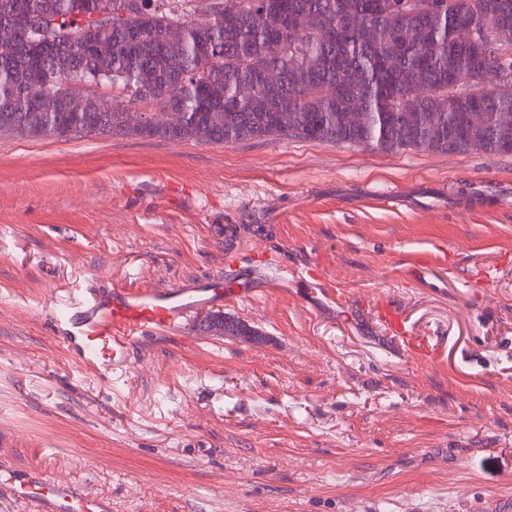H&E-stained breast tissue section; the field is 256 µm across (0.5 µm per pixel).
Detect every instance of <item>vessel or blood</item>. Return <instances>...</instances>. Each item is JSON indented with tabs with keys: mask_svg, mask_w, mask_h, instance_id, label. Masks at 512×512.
I'll use <instances>...</instances> for the list:
<instances>
[{
	"mask_svg": "<svg viewBox=\"0 0 512 512\" xmlns=\"http://www.w3.org/2000/svg\"><path fill=\"white\" fill-rule=\"evenodd\" d=\"M288 281L287 270L270 274L246 265L236 271V289L226 288L224 278H208L159 286L148 282L136 288L115 286L89 292L76 299L75 288L53 300L54 324L61 341L74 353L78 364L102 380L128 367L130 352L140 340L158 332H175L220 311L237 297L266 298ZM377 321L406 351L422 355L425 337L414 335L403 312L388 303L377 305ZM0 492L24 504L27 512H112V502L63 481H49L0 460Z\"/></svg>",
	"mask_w": 512,
	"mask_h": 512,
	"instance_id": "vessel-or-blood-1",
	"label": "vessel or blood"
}]
</instances>
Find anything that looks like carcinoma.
Masks as SVG:
<instances>
[{"instance_id": "obj_1", "label": "carcinoma", "mask_w": 512, "mask_h": 512, "mask_svg": "<svg viewBox=\"0 0 512 512\" xmlns=\"http://www.w3.org/2000/svg\"><path fill=\"white\" fill-rule=\"evenodd\" d=\"M120 0H0V136L72 139L138 136L200 145L304 139L380 151L512 153V56L470 36L465 18L482 7L512 23V0H431L416 15L406 0H286V13L262 12L255 0H224V13L183 22L181 35L157 40L171 13L133 0V13L101 25L95 12ZM321 18L333 34L288 35V19ZM472 78L483 125L467 119L470 101L448 91ZM110 85L69 112V93ZM176 125L152 126L151 108L168 102ZM290 114L288 131L278 125ZM359 113L353 123L348 115ZM204 332L261 333L215 313Z\"/></svg>"}]
</instances>
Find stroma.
I'll use <instances>...</instances> for the list:
<instances>
[{"label":"stroma","instance_id":"obj_1","mask_svg":"<svg viewBox=\"0 0 512 512\" xmlns=\"http://www.w3.org/2000/svg\"><path fill=\"white\" fill-rule=\"evenodd\" d=\"M387 188L400 203L375 202ZM438 247L446 265L407 274ZM271 257L303 279L223 310L260 343H198L188 325L137 343L104 384L53 326L73 281L168 286ZM381 299L433 358L370 324ZM0 455L112 512H500L512 154L0 136Z\"/></svg>","mask_w":512,"mask_h":512}]
</instances>
